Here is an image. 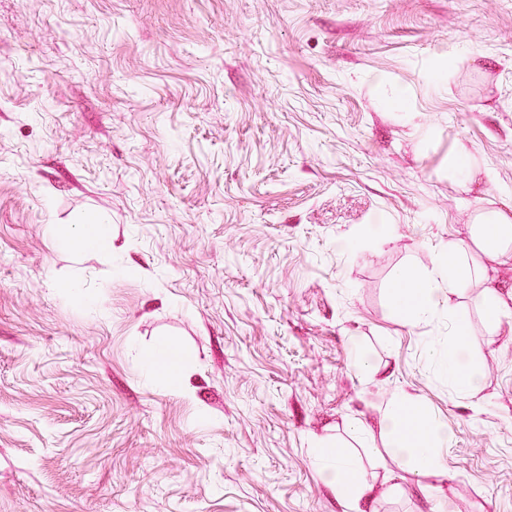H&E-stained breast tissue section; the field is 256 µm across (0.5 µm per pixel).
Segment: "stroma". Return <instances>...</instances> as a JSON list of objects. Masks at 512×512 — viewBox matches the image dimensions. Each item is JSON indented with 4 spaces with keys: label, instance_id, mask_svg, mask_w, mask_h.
Returning <instances> with one entry per match:
<instances>
[{
    "label": "stroma",
    "instance_id": "1",
    "mask_svg": "<svg viewBox=\"0 0 512 512\" xmlns=\"http://www.w3.org/2000/svg\"><path fill=\"white\" fill-rule=\"evenodd\" d=\"M479 211L512 213V0H0V512H355L336 453L376 512H512V262L391 298ZM91 220L111 254L45 233ZM402 401L446 479L370 456ZM460 253L455 243L448 245V275L445 267L441 272V283L430 282L428 285L418 284L411 272H403L392 289V301L396 308L408 310L417 314H426L439 306V288H448L452 294L458 288H467L469 277L467 268L459 266L452 261V257ZM144 369L150 374L161 373L170 384L175 385L180 379V363L176 350L167 342H161L146 357ZM441 364L448 371V377L461 386L473 388L479 381V370L470 367L469 370L461 368L460 354L456 348H448V358H442ZM352 471L355 472L352 460L340 454H336L327 466V472L336 485V490L353 496L357 512H376L372 488L360 484L357 480L351 481L354 474Z\"/></svg>",
    "mask_w": 512,
    "mask_h": 512
}]
</instances>
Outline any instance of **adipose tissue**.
Returning a JSON list of instances; mask_svg holds the SVG:
<instances>
[{"label":"adipose tissue","instance_id":"ef3b65f1","mask_svg":"<svg viewBox=\"0 0 512 512\" xmlns=\"http://www.w3.org/2000/svg\"><path fill=\"white\" fill-rule=\"evenodd\" d=\"M470 251L493 260L512 261V215L504 212L476 213L471 225ZM466 268L452 263L440 282L426 285L416 283L412 273H401L392 290V301L396 308L426 314L438 305L440 288L449 291L466 287ZM412 419L411 428H403L405 419ZM384 430L392 435L394 450L403 469L418 477L444 474V460L448 447V430L437 418L427 415L410 416L406 404H399L385 414ZM354 464L347 457L335 456L327 472L337 491L352 495L357 512H376L371 487L353 479Z\"/></svg>","mask_w":512,"mask_h":512}]
</instances>
